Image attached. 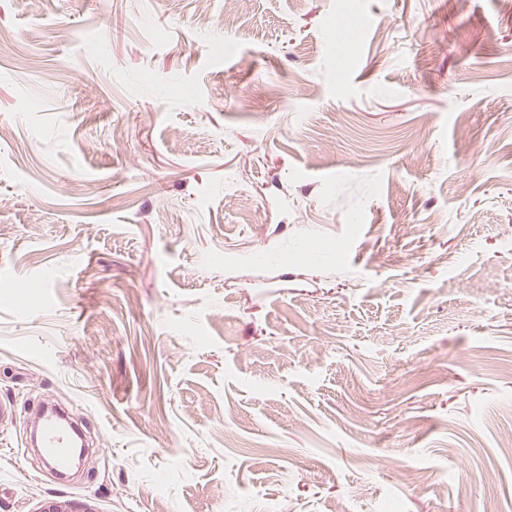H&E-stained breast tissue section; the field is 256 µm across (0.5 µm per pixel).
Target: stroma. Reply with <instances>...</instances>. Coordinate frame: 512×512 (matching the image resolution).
Returning a JSON list of instances; mask_svg holds the SVG:
<instances>
[{
  "label": "stroma",
  "mask_w": 512,
  "mask_h": 512,
  "mask_svg": "<svg viewBox=\"0 0 512 512\" xmlns=\"http://www.w3.org/2000/svg\"><path fill=\"white\" fill-rule=\"evenodd\" d=\"M0 36V512H512V0ZM52 401L102 435L67 481ZM42 429L26 437L25 444L39 448L44 463L60 470L66 463L68 449L74 448L76 429L54 416H47Z\"/></svg>",
  "instance_id": "stroma-1"
}]
</instances>
